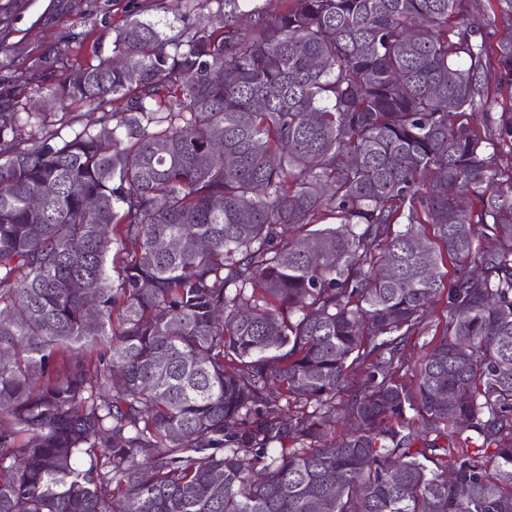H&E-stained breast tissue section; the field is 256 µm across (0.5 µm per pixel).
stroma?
Listing matches in <instances>:
<instances>
[{"mask_svg": "<svg viewBox=\"0 0 512 512\" xmlns=\"http://www.w3.org/2000/svg\"><path fill=\"white\" fill-rule=\"evenodd\" d=\"M131 14L164 23L170 36L203 18L183 0H0V91L23 105L37 97L38 75L56 69L59 60L76 68L110 55L115 25ZM112 108L109 101L96 109L52 103L47 122L66 136L97 124Z\"/></svg>", "mask_w": 512, "mask_h": 512, "instance_id": "obj_1", "label": "stroma"}]
</instances>
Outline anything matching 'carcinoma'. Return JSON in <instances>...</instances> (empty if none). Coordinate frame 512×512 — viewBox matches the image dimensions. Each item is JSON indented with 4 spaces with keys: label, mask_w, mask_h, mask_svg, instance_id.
I'll use <instances>...</instances> for the list:
<instances>
[{
    "label": "carcinoma",
    "mask_w": 512,
    "mask_h": 512,
    "mask_svg": "<svg viewBox=\"0 0 512 512\" xmlns=\"http://www.w3.org/2000/svg\"><path fill=\"white\" fill-rule=\"evenodd\" d=\"M199 2L44 79L121 102L99 130L0 94V512H512V104L471 0Z\"/></svg>",
    "instance_id": "cac0c4a2"
}]
</instances>
